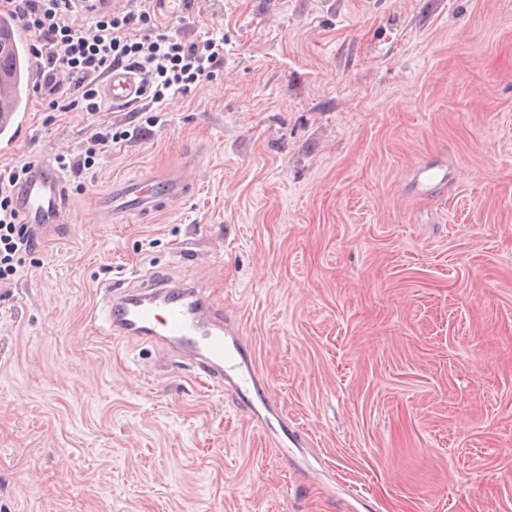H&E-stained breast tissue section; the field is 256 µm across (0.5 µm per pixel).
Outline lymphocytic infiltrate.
Here are the masks:
<instances>
[{
  "instance_id": "obj_1",
  "label": "lymphocytic infiltrate",
  "mask_w": 512,
  "mask_h": 512,
  "mask_svg": "<svg viewBox=\"0 0 512 512\" xmlns=\"http://www.w3.org/2000/svg\"><path fill=\"white\" fill-rule=\"evenodd\" d=\"M0 10L30 34L40 71L58 76V85L44 93L52 112H100V81L118 67L137 72L145 100L160 105L210 79L224 60L223 40L157 32L156 17L146 9L98 17L91 35L68 0H0ZM129 136L104 127L75 157L57 162L63 169H92L109 143ZM29 169L25 163L0 172V284L10 282L38 246L35 228L20 223L14 204L16 186Z\"/></svg>"
}]
</instances>
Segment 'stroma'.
<instances>
[{"mask_svg":"<svg viewBox=\"0 0 512 512\" xmlns=\"http://www.w3.org/2000/svg\"><path fill=\"white\" fill-rule=\"evenodd\" d=\"M224 39L141 104L28 98L15 161L75 155L70 218L0 287V512H512V0H160ZM446 161L447 188L410 178ZM194 163L115 219L116 180ZM84 191H76V184ZM214 289L304 444L280 452L151 344L103 335L106 284ZM129 137L130 133L127 130L116 131L112 134V126H105L103 131L95 132L90 136L87 145L75 157L67 158L61 155L58 157L57 163L61 169L72 168L77 172L90 170L96 165V160L109 143L114 140H126ZM448 165L435 159H424L414 169L411 184L419 194L443 188L449 180Z\"/></svg>","mask_w":512,"mask_h":512,"instance_id":"35a3bbf8","label":"stroma"}]
</instances>
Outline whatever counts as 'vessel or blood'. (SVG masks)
Masks as SVG:
<instances>
[{
    "instance_id": "b4317fda",
    "label": "vessel or blood",
    "mask_w": 512,
    "mask_h": 512,
    "mask_svg": "<svg viewBox=\"0 0 512 512\" xmlns=\"http://www.w3.org/2000/svg\"><path fill=\"white\" fill-rule=\"evenodd\" d=\"M128 0H73L83 13H117ZM104 94L114 107L139 103L141 83L125 69L109 71ZM29 118L18 111L14 95L0 97V158H10L27 138ZM196 169L187 165L160 178L148 177L115 186L110 206L113 212L142 213L180 201L195 183ZM448 167L435 159H424L414 169L411 184L420 194L443 188ZM19 219L38 225L51 234L68 218L61 206V180L48 163H34L18 193ZM101 311L108 336L147 342L167 356L191 362L211 386L235 402L244 416L258 420V403L269 398L266 383L257 371L253 355L241 336L239 323L225 313L213 292L182 280L163 282L144 279L136 289H104Z\"/></svg>"
}]
</instances>
